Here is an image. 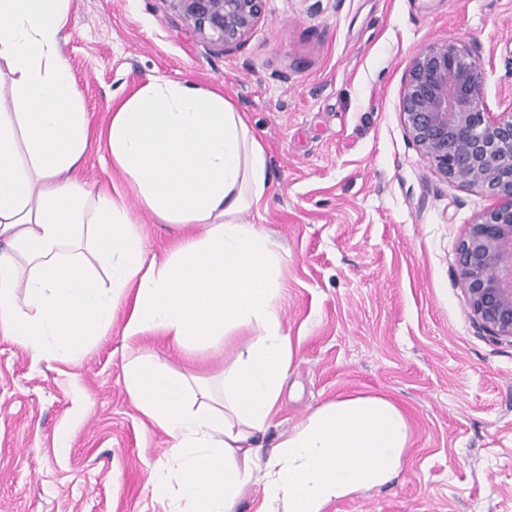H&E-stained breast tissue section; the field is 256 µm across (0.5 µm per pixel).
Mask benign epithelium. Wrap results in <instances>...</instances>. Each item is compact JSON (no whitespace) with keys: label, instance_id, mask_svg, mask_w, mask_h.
<instances>
[{"label":"benign epithelium","instance_id":"1","mask_svg":"<svg viewBox=\"0 0 512 512\" xmlns=\"http://www.w3.org/2000/svg\"><path fill=\"white\" fill-rule=\"evenodd\" d=\"M202 41L229 50L259 21L264 0H165ZM484 62L459 38L421 48L400 108L422 157L449 182L489 199L457 248L462 289L479 328L512 343V109L493 112Z\"/></svg>","mask_w":512,"mask_h":512}]
</instances>
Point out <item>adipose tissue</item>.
Returning a JSON list of instances; mask_svg holds the SVG:
<instances>
[{
    "label": "adipose tissue",
    "mask_w": 512,
    "mask_h": 512,
    "mask_svg": "<svg viewBox=\"0 0 512 512\" xmlns=\"http://www.w3.org/2000/svg\"><path fill=\"white\" fill-rule=\"evenodd\" d=\"M68 3L0 0V330L65 364L125 309V390L173 440L152 486L186 512H236L256 484L257 512H326L389 484L410 426L384 395L324 403L263 451L295 356L275 304L285 257L263 225L237 220L268 193L265 149L223 93L189 81L152 77L122 102L98 134L108 167L174 229L166 255L147 257L125 196L82 177L90 119L61 50ZM147 335L230 354L222 407L137 348Z\"/></svg>",
    "instance_id": "ef3b65f1"
}]
</instances>
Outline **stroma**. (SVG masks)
Instances as JSON below:
<instances>
[{
    "label": "stroma",
    "instance_id": "stroma-1",
    "mask_svg": "<svg viewBox=\"0 0 512 512\" xmlns=\"http://www.w3.org/2000/svg\"><path fill=\"white\" fill-rule=\"evenodd\" d=\"M466 40L483 96L512 107V0H265L245 41L197 39L165 0H69L62 52L92 127L153 76L222 88L270 162L240 215L287 250L276 303L299 345L272 447L316 406L381 393L411 419L399 477L328 512H512V344L477 326L457 247L488 198L441 177L400 114L429 44ZM124 314L70 363L0 334V512H171L151 471L172 446L123 383ZM141 347L212 378L223 358Z\"/></svg>",
    "mask_w": 512,
    "mask_h": 512
}]
</instances>
